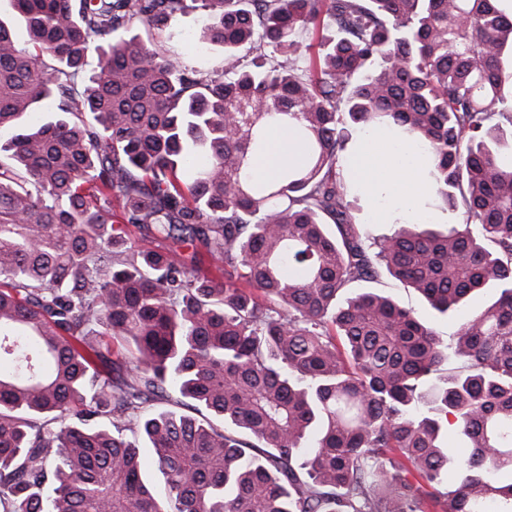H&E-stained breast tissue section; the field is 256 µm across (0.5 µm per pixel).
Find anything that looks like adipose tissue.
I'll list each match as a JSON object with an SVG mask.
<instances>
[{
	"label": "adipose tissue",
	"mask_w": 512,
	"mask_h": 512,
	"mask_svg": "<svg viewBox=\"0 0 512 512\" xmlns=\"http://www.w3.org/2000/svg\"><path fill=\"white\" fill-rule=\"evenodd\" d=\"M292 137V130L286 126L270 130L267 147L253 164L256 179H271L286 160L298 159V152L290 145ZM423 155L421 147L412 141L381 128L360 135L355 148L346 155L344 167L356 179L372 223L411 224L425 219Z\"/></svg>",
	"instance_id": "obj_1"
}]
</instances>
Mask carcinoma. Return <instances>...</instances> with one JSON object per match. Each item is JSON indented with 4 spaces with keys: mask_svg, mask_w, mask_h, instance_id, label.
I'll return each mask as SVG.
<instances>
[{
    "mask_svg": "<svg viewBox=\"0 0 512 512\" xmlns=\"http://www.w3.org/2000/svg\"><path fill=\"white\" fill-rule=\"evenodd\" d=\"M11 2L34 49L0 21V512H512L504 0H201L209 73L132 33L187 0ZM46 100L57 118L20 127ZM280 122L302 161L260 181ZM348 124L420 144L465 228L363 236ZM384 276L443 315L493 301L446 344L390 296L338 301ZM173 399L223 428L146 411ZM128 236L135 246L142 249H164L169 251L176 260L192 251V249L188 248L186 245L177 246L171 242L155 240L152 237L146 236L145 233L140 231L137 227L131 225L128 226ZM139 455L144 477L158 488L164 487V478L158 470L155 454L147 444L140 442Z\"/></svg>",
    "mask_w": 512,
    "mask_h": 512,
    "instance_id": "obj_1",
    "label": "carcinoma"
}]
</instances>
